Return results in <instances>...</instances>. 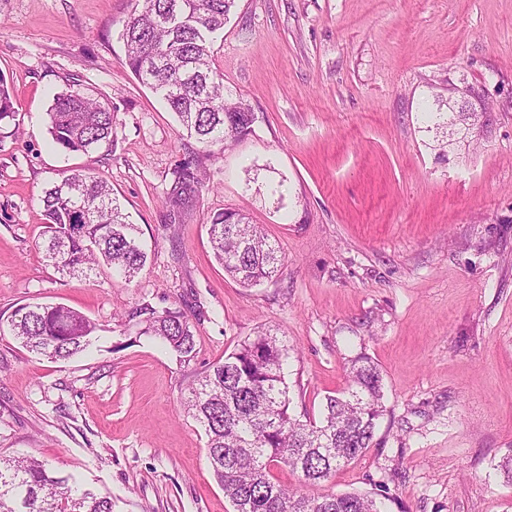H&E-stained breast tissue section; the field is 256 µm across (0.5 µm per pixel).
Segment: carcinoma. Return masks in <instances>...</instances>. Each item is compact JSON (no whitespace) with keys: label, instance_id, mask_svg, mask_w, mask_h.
Returning <instances> with one entry per match:
<instances>
[{"label":"carcinoma","instance_id":"obj_1","mask_svg":"<svg viewBox=\"0 0 512 512\" xmlns=\"http://www.w3.org/2000/svg\"><path fill=\"white\" fill-rule=\"evenodd\" d=\"M234 0H143L124 24L120 39L131 72L165 101L179 131L206 146L252 132L254 114L224 89L212 67V46L224 30ZM11 93L0 76V123L14 117ZM53 141L62 150L87 153L112 134V111L78 91L56 97L49 112ZM167 203L172 218L193 202L201 171L190 160L174 167ZM44 258L71 276L106 266L131 281L146 253L137 225L101 177L75 170L45 191ZM215 259L244 287L272 277L284 257L262 228L239 210L215 214L209 224ZM17 340L52 360H65L91 344L98 326L62 305L23 304L8 317ZM140 334L160 340L189 361L196 340L186 314L145 301L126 315ZM288 346L260 332L213 365L189 391L185 412L204 430L207 458L234 512H382L376 499L349 492L309 496L271 473L283 465L312 485L370 448L384 412V384L367 356L351 360L347 388L329 395L320 422L290 413L285 376ZM0 512H112V499L81 491L49 463L31 456L0 455Z\"/></svg>","mask_w":512,"mask_h":512}]
</instances>
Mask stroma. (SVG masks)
<instances>
[{
  "instance_id": "1",
  "label": "stroma",
  "mask_w": 512,
  "mask_h": 512,
  "mask_svg": "<svg viewBox=\"0 0 512 512\" xmlns=\"http://www.w3.org/2000/svg\"><path fill=\"white\" fill-rule=\"evenodd\" d=\"M135 0H0V314L72 307L101 330L54 361L0 328V453L31 454L112 512H233L184 414L189 389L259 330L289 348L293 413L320 421L358 354L380 368L385 411L367 451L311 495L384 496L388 512H512V0H235L214 44L225 88L255 122L206 147L125 64ZM468 83L491 106L464 141L433 126ZM109 107L110 139L66 153L56 95ZM205 185L170 220L171 171ZM102 177L147 254L131 283L61 274L42 253L43 193L70 170ZM244 209L284 262L254 288L215 261L214 214ZM183 310L180 361L122 315Z\"/></svg>"
}]
</instances>
